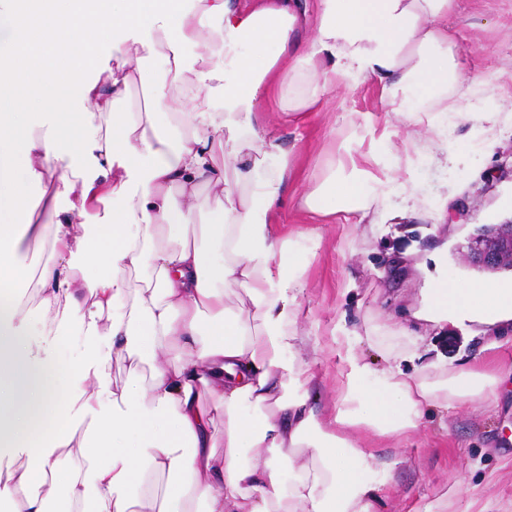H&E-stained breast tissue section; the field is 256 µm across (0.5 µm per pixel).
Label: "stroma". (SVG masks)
<instances>
[{"mask_svg":"<svg viewBox=\"0 0 512 512\" xmlns=\"http://www.w3.org/2000/svg\"><path fill=\"white\" fill-rule=\"evenodd\" d=\"M453 24L464 75L484 84L474 108L501 105L502 89H512V0H461ZM269 120L303 167L325 161L344 138L354 139L364 153L371 136L393 142L406 130L402 119L387 115L372 82L328 92L325 107L302 132L293 131L279 113H270ZM441 125L457 161L444 166L426 152L414 157L408 176L422 207L412 217L397 224L364 223L353 232L341 219L315 224L284 213L276 218L278 232L320 236L318 255L305 274L299 330L305 339L301 354L314 375L311 402L328 428L336 426L344 356L332 331L342 320L361 334L353 350L373 371L401 364L399 354L413 339L420 357L405 365L407 371L426 373L437 363L452 372L504 380L480 400L448 409L425 407L416 432L352 431L364 452L395 464L374 512H415L438 501L447 503L446 512H512V330L492 347L485 339L412 317L429 278L444 272L464 279L480 276V269L463 258L477 228L512 220L501 207L512 197V128H501L486 148L472 124L445 119ZM449 188L455 191L452 208L446 219H436Z\"/></svg>","mask_w":512,"mask_h":512,"instance_id":"stroma-1","label":"stroma"}]
</instances>
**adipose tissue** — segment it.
Returning <instances> with one entry per match:
<instances>
[{"instance_id": "ef3b65f1", "label": "adipose tissue", "mask_w": 512, "mask_h": 512, "mask_svg": "<svg viewBox=\"0 0 512 512\" xmlns=\"http://www.w3.org/2000/svg\"><path fill=\"white\" fill-rule=\"evenodd\" d=\"M459 5L0 0V18L14 23L0 49V283L23 267L25 240L52 242L36 332L19 297L0 293V459H26L0 467L8 512H192L197 503L204 512H371L393 465L365 454L351 430L412 433L425 406L448 408L492 388L493 377L475 372L432 381L396 366L376 375L351 355L338 428L326 429L297 331L320 241L273 228L284 207L320 220L344 213L357 225L383 196L400 199L387 220L415 211L403 176L413 156L453 159L433 113L487 134L512 126V109L465 105L480 85L460 66L449 23ZM369 80L406 122L394 163L374 174L379 144L362 154L345 143L301 171L268 108L300 126L336 86ZM135 81L149 89L153 111L178 113L180 124L139 129L117 111ZM51 178V198L34 200L30 187ZM300 182L306 191H295ZM116 196L128 206L108 209ZM40 208L46 221L37 224ZM132 271L144 272L141 288L131 289ZM232 285L247 313L233 310ZM418 316L498 331L512 323V282L441 275L424 289ZM64 336L79 338L77 362L61 361ZM162 347L174 358L147 385L111 379L109 361L134 373ZM305 452L309 460L297 463Z\"/></svg>"}]
</instances>
